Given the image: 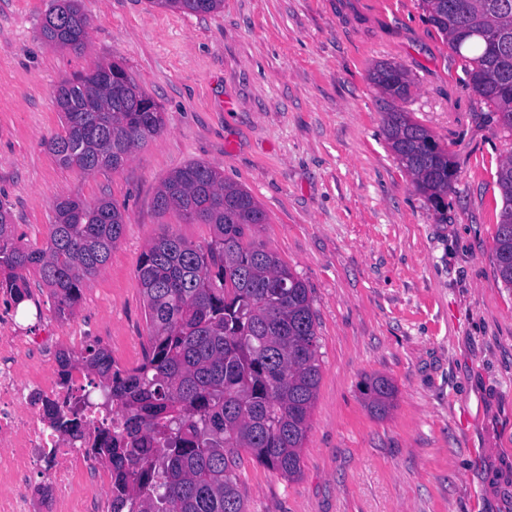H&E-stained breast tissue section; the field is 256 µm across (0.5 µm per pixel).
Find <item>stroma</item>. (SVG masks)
<instances>
[{"label":"stroma","mask_w":512,"mask_h":512,"mask_svg":"<svg viewBox=\"0 0 512 512\" xmlns=\"http://www.w3.org/2000/svg\"><path fill=\"white\" fill-rule=\"evenodd\" d=\"M50 5L0 0V207L33 248L63 198L112 201L126 224L72 312L57 314L31 273L17 322L37 326L41 312L62 336L146 343L136 269L147 243L213 235L157 210L155 193L189 163L212 165L261 205L258 240L309 288L322 368L300 475L244 455L247 512H512V288L494 264L496 172L512 139L420 0H224L209 14L80 0L78 48L42 38ZM382 61L409 71L402 108L455 166L445 212L385 138L369 79ZM112 62L165 125L119 170L62 166L46 145L64 131L55 89ZM374 374L396 386L382 417L363 395Z\"/></svg>","instance_id":"1"}]
</instances>
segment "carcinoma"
I'll list each match as a JSON object with an SVG mask.
<instances>
[{
  "label": "carcinoma",
  "mask_w": 512,
  "mask_h": 512,
  "mask_svg": "<svg viewBox=\"0 0 512 512\" xmlns=\"http://www.w3.org/2000/svg\"><path fill=\"white\" fill-rule=\"evenodd\" d=\"M160 9L195 14L223 0H150ZM427 21L463 60L467 86L512 136V0H421ZM88 26L78 0H53L41 28L49 42L79 46ZM56 89L64 133L48 149L64 166L93 173L120 169L132 151L164 126V113L135 106L138 86L99 80L106 69ZM372 81L393 102L385 137L417 190L445 205L454 169L429 131L395 106L413 84L400 64L376 65ZM503 200L494 260L512 288V154L497 170ZM161 211L210 224L214 236L195 244L166 233L146 246L136 273L146 301L148 355L120 370L103 347L89 345L82 360L99 378L120 422L95 453L112 466L111 512H245L237 471L240 450L291 479L301 473V449L321 379L316 319L306 284L286 262L255 240L267 223L244 189L215 167L192 162L156 192ZM46 246L16 239L0 209V290L14 305L28 300L26 274L35 272L55 299L73 309L84 281L104 269L120 241L125 215L112 201L56 203ZM367 407L377 416L394 405L385 376L367 379Z\"/></svg>",
  "instance_id": "obj_1"
}]
</instances>
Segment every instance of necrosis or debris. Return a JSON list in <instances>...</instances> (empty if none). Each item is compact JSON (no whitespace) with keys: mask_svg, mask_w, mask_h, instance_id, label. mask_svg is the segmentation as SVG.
Instances as JSON below:
<instances>
[{"mask_svg":"<svg viewBox=\"0 0 512 512\" xmlns=\"http://www.w3.org/2000/svg\"><path fill=\"white\" fill-rule=\"evenodd\" d=\"M80 336H54L48 326L18 328L10 305L0 301V512H78L95 502L112 480L90 451L101 426L116 427L117 416L101 403L85 407L80 431L61 436L50 425L49 405L65 406L87 396V371ZM68 354L67 375L47 365Z\"/></svg>","mask_w":512,"mask_h":512,"instance_id":"4bbe7bcc","label":"necrosis or debris"}]
</instances>
